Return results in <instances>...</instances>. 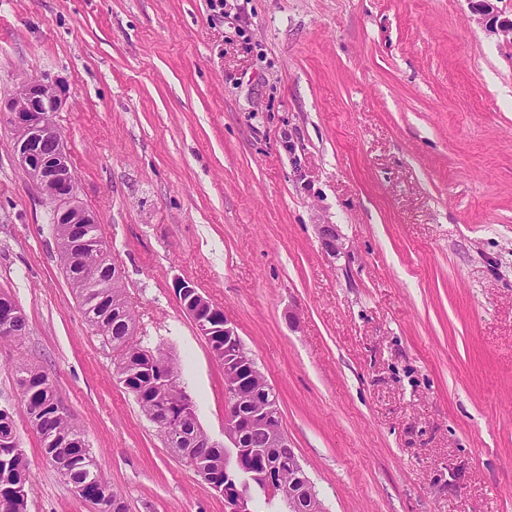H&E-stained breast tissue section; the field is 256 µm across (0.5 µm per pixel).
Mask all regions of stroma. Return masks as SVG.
<instances>
[{
	"instance_id": "stroma-1",
	"label": "stroma",
	"mask_w": 512,
	"mask_h": 512,
	"mask_svg": "<svg viewBox=\"0 0 512 512\" xmlns=\"http://www.w3.org/2000/svg\"><path fill=\"white\" fill-rule=\"evenodd\" d=\"M63 85L77 183L203 430L224 368L192 281L278 398L327 512H512V39L468 0H0V99ZM0 116V342L27 512H91L20 396L46 372L127 512H225L116 376ZM336 225L339 255L321 224ZM13 308H16L17 315L12 317L7 326L3 329H0V340L5 339H18L25 335L27 328V318L23 310L20 308L14 297L5 291L0 292V324L1 326L4 324L5 315L9 314Z\"/></svg>"
}]
</instances>
